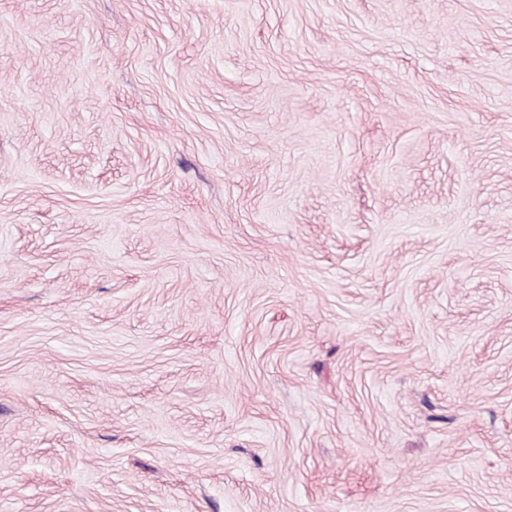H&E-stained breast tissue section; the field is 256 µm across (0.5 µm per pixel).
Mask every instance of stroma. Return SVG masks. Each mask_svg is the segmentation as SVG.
I'll return each instance as SVG.
<instances>
[{
    "label": "stroma",
    "instance_id": "1",
    "mask_svg": "<svg viewBox=\"0 0 512 512\" xmlns=\"http://www.w3.org/2000/svg\"><path fill=\"white\" fill-rule=\"evenodd\" d=\"M0 512H512V0H0Z\"/></svg>",
    "mask_w": 512,
    "mask_h": 512
}]
</instances>
